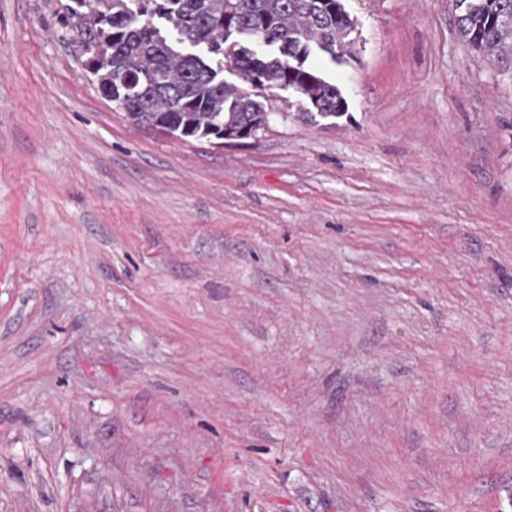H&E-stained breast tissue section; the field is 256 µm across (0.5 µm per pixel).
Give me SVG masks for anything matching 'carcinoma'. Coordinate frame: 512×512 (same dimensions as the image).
Listing matches in <instances>:
<instances>
[{"label":"carcinoma","instance_id":"1","mask_svg":"<svg viewBox=\"0 0 512 512\" xmlns=\"http://www.w3.org/2000/svg\"><path fill=\"white\" fill-rule=\"evenodd\" d=\"M74 0L63 24L98 89L130 119L182 140L237 141L270 125L266 108L224 81L227 54L242 80L293 91L300 116L337 118L338 86L306 65L319 50L350 52L353 23L341 0ZM456 26L471 47L512 68V0H454ZM233 36L278 46L258 56L224 52Z\"/></svg>","mask_w":512,"mask_h":512}]
</instances>
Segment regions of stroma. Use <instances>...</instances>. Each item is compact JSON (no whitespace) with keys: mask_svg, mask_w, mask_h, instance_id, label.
Segmentation results:
<instances>
[{"mask_svg":"<svg viewBox=\"0 0 512 512\" xmlns=\"http://www.w3.org/2000/svg\"><path fill=\"white\" fill-rule=\"evenodd\" d=\"M0 0V512H512V69L343 0L257 137L133 122Z\"/></svg>","mask_w":512,"mask_h":512,"instance_id":"1","label":"stroma"}]
</instances>
